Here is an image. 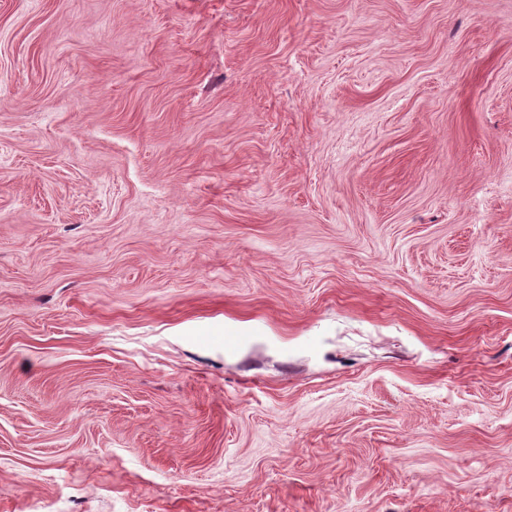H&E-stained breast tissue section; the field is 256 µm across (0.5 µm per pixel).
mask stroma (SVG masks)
Returning <instances> with one entry per match:
<instances>
[{
  "mask_svg": "<svg viewBox=\"0 0 512 512\" xmlns=\"http://www.w3.org/2000/svg\"><path fill=\"white\" fill-rule=\"evenodd\" d=\"M0 512H512V0H0Z\"/></svg>",
  "mask_w": 512,
  "mask_h": 512,
  "instance_id": "stroma-1",
  "label": "stroma"
}]
</instances>
